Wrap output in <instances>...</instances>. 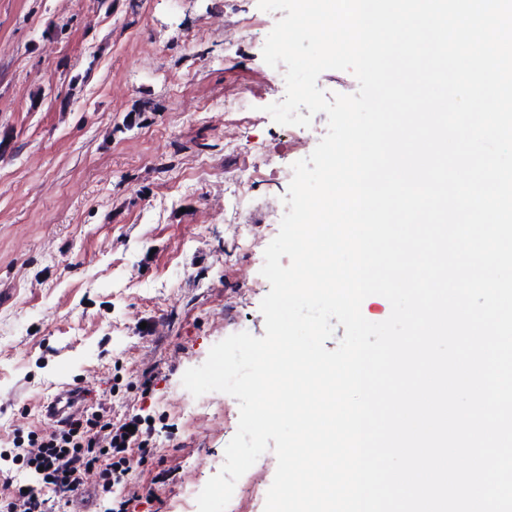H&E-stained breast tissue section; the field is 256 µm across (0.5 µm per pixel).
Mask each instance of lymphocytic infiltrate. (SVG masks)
I'll use <instances>...</instances> for the list:
<instances>
[{"label": "lymphocytic infiltrate", "instance_id": "obj_1", "mask_svg": "<svg viewBox=\"0 0 512 512\" xmlns=\"http://www.w3.org/2000/svg\"><path fill=\"white\" fill-rule=\"evenodd\" d=\"M151 453L142 430L113 423L105 406L65 421L57 431L15 443L9 456L22 462L34 482L26 486L5 478L0 483V512H48L49 494L78 492L91 471H98L97 500L102 512H130V501L115 496L116 487Z\"/></svg>", "mask_w": 512, "mask_h": 512}]
</instances>
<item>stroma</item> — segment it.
<instances>
[{"instance_id":"35a3bbf8","label":"stroma","mask_w":512,"mask_h":512,"mask_svg":"<svg viewBox=\"0 0 512 512\" xmlns=\"http://www.w3.org/2000/svg\"><path fill=\"white\" fill-rule=\"evenodd\" d=\"M238 17L250 42L225 44ZM280 17L257 0H0V451L53 430L39 402L68 381L113 422L150 420L137 512H198L239 404L182 376L226 337L265 334L260 270L288 189L271 174L294 160L263 110ZM229 134L271 145L238 217L245 252L224 221ZM276 466L269 450L241 477L240 512H264Z\"/></svg>"}]
</instances>
